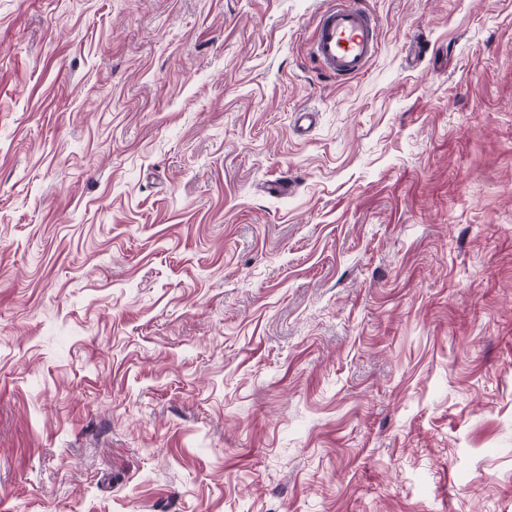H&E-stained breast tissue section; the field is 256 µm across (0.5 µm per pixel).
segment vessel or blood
I'll list each match as a JSON object with an SVG mask.
<instances>
[{"mask_svg": "<svg viewBox=\"0 0 512 512\" xmlns=\"http://www.w3.org/2000/svg\"><path fill=\"white\" fill-rule=\"evenodd\" d=\"M379 50L374 16L353 0H331L320 14L310 52L321 71L345 81L366 72Z\"/></svg>", "mask_w": 512, "mask_h": 512, "instance_id": "b4317fda", "label": "vessel or blood"}]
</instances>
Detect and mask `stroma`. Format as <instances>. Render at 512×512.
Here are the masks:
<instances>
[{
    "instance_id": "35a3bbf8",
    "label": "stroma",
    "mask_w": 512,
    "mask_h": 512,
    "mask_svg": "<svg viewBox=\"0 0 512 512\" xmlns=\"http://www.w3.org/2000/svg\"><path fill=\"white\" fill-rule=\"evenodd\" d=\"M327 5L0 0V512H512V0ZM379 50L374 16L348 0H331L320 14L310 46L321 71L338 81L366 72Z\"/></svg>"
}]
</instances>
